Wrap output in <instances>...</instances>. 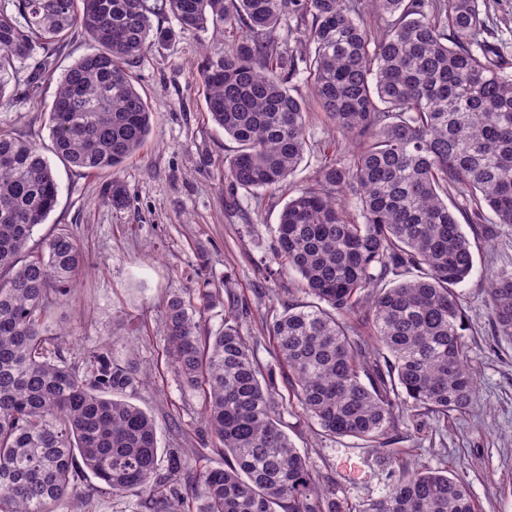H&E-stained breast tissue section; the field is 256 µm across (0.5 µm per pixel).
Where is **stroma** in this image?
I'll use <instances>...</instances> for the list:
<instances>
[{
	"label": "stroma",
	"instance_id": "obj_1",
	"mask_svg": "<svg viewBox=\"0 0 512 512\" xmlns=\"http://www.w3.org/2000/svg\"><path fill=\"white\" fill-rule=\"evenodd\" d=\"M220 40L229 45L234 37L185 32L152 46L135 65L154 127L121 172L131 193L122 210L101 200L109 173L85 174L52 157L47 117L56 81L20 85V102L0 108V127L49 155L59 184L58 203L35 228L30 248L64 229L75 235L88 263L49 319L51 329L71 334L66 358L81 363L89 350L106 346L148 374L149 385L127 390L126 399L153 417L160 449H191L201 467L221 466L224 457L207 433L202 391L184 387L167 360L166 301L205 281L242 298L241 328L259 360L273 363L267 320L285 303L309 300L297 275L266 274L281 211L296 189L313 182L324 154L348 157L357 150L338 140L313 105L306 151L286 190L248 191L225 179L236 145L210 120L197 70L202 45ZM468 237L475 269L458 292L476 398L465 413L445 419L400 411L389 430L391 448L412 471L445 470L464 480L476 512H512V339L495 331L486 283L487 274L512 270V224L478 227ZM285 421L295 448L335 482L340 497L358 503L391 489L394 469L383 465L377 449L320 434L297 406Z\"/></svg>",
	"mask_w": 512,
	"mask_h": 512
}]
</instances>
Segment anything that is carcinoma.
I'll list each match as a JSON object with an SVG mask.
<instances>
[{
  "mask_svg": "<svg viewBox=\"0 0 512 512\" xmlns=\"http://www.w3.org/2000/svg\"><path fill=\"white\" fill-rule=\"evenodd\" d=\"M488 10L487 0H0L1 106L10 84L53 77L72 32L97 45L59 77L48 129L59 160L112 173L102 200L116 210L130 203L118 172L153 127L133 65L185 31L238 33L225 49L203 47L199 63L209 117L236 143L224 171L234 185L276 191L301 163L307 104L290 84L302 73L338 137L360 145L347 161L325 158L274 229L271 262L313 298L269 321L278 368L242 333L245 303L203 341L197 318L220 289L204 282L167 299V356L184 386L202 390L224 455V466L198 469L184 448L161 465L154 419L123 399L136 371L107 348L84 367L63 355L67 334L47 319L85 255L68 232L28 250L59 186L37 146L0 128V512H93L88 472L149 512H346L336 484L292 444L288 406L368 447L387 444L401 405L438 416L470 407L457 288L474 254L463 224H512V42ZM282 30L303 32L313 50L294 53ZM488 293L511 339L512 271L491 274ZM358 313L372 358L349 325ZM352 512L475 507L448 471L401 467L387 494Z\"/></svg>",
  "mask_w": 512,
  "mask_h": 512,
  "instance_id": "obj_1",
  "label": "carcinoma"
}]
</instances>
